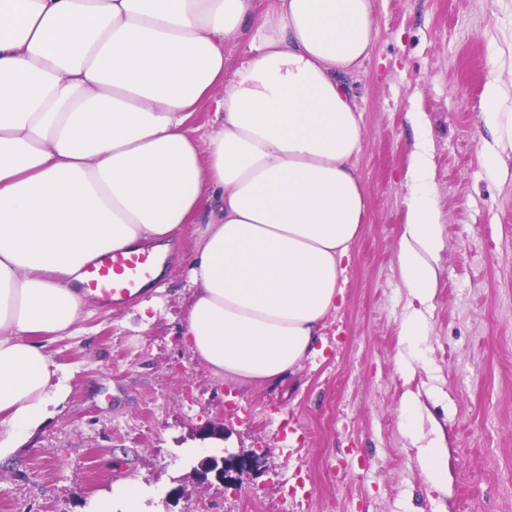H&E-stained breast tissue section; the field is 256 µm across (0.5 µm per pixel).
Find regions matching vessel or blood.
<instances>
[{
  "mask_svg": "<svg viewBox=\"0 0 512 512\" xmlns=\"http://www.w3.org/2000/svg\"><path fill=\"white\" fill-rule=\"evenodd\" d=\"M159 259L150 251L114 250L99 254L81 269L79 290L99 305L118 308L154 283Z\"/></svg>",
  "mask_w": 512,
  "mask_h": 512,
  "instance_id": "1",
  "label": "vessel or blood"
}]
</instances>
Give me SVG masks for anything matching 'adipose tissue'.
<instances>
[{
  "label": "adipose tissue",
  "instance_id": "obj_1",
  "mask_svg": "<svg viewBox=\"0 0 512 512\" xmlns=\"http://www.w3.org/2000/svg\"><path fill=\"white\" fill-rule=\"evenodd\" d=\"M377 39L375 0H0V461L69 395L43 339L87 317L102 251L194 225L184 336L222 379L272 388L315 353L367 206L350 77ZM412 122L398 263L426 302L443 241ZM223 88L218 89L214 93V97L211 100L204 101L198 107L197 112H194L192 117L187 122L188 129L197 138L205 136L210 129V120L213 117V113L216 109V101L222 97Z\"/></svg>",
  "mask_w": 512,
  "mask_h": 512
}]
</instances>
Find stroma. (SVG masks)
Instances as JSON below:
<instances>
[{
  "instance_id": "1",
  "label": "stroma",
  "mask_w": 512,
  "mask_h": 512,
  "mask_svg": "<svg viewBox=\"0 0 512 512\" xmlns=\"http://www.w3.org/2000/svg\"><path fill=\"white\" fill-rule=\"evenodd\" d=\"M375 4L378 41L352 77L368 203L323 352L273 389L199 365L182 336L194 227L181 225L159 253L151 321L91 302L73 336L47 341L70 394L0 463V512H98L106 498L126 512L131 484L138 512H512V171L487 168L494 134L479 122L489 72L512 69V0ZM412 112L428 120L442 215L425 303L398 267ZM412 313L414 347L400 337ZM217 424V444L252 459L228 487L194 474ZM439 433L448 484L435 491L420 450ZM301 479L306 500L288 493Z\"/></svg>"
}]
</instances>
